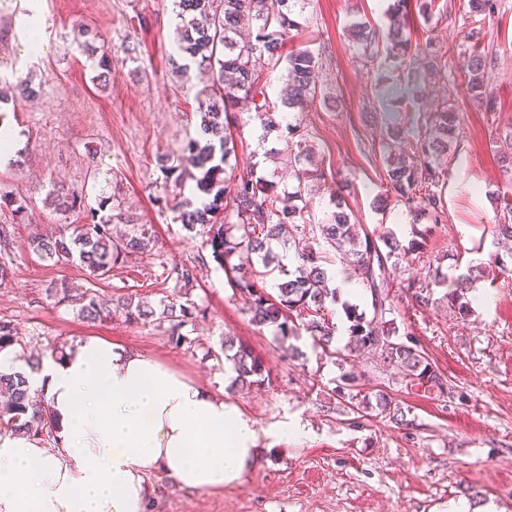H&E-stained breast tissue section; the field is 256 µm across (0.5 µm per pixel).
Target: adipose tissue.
I'll use <instances>...</instances> for the list:
<instances>
[{
    "instance_id": "1",
    "label": "adipose tissue",
    "mask_w": 512,
    "mask_h": 512,
    "mask_svg": "<svg viewBox=\"0 0 512 512\" xmlns=\"http://www.w3.org/2000/svg\"><path fill=\"white\" fill-rule=\"evenodd\" d=\"M54 443L0 434V512H145L153 478L193 492L237 484L259 460L237 407L155 358L81 340L30 374Z\"/></svg>"
}]
</instances>
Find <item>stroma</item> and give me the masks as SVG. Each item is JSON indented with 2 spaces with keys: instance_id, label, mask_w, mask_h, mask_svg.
<instances>
[{
  "instance_id": "stroma-1",
  "label": "stroma",
  "mask_w": 512,
  "mask_h": 512,
  "mask_svg": "<svg viewBox=\"0 0 512 512\" xmlns=\"http://www.w3.org/2000/svg\"><path fill=\"white\" fill-rule=\"evenodd\" d=\"M438 3L442 10L431 20L409 13L406 34L448 52L447 79L427 84L423 94L430 108L453 97L457 112L443 187L447 214L431 229L424 253L410 256L392 276L423 280L437 269L448 277L435 288L434 306L399 305L405 326L448 377L442 395L401 389L372 357L347 364L322 356L306 335L296 341L305 359L290 360L273 328L252 323L247 303L205 247V233L188 232L176 220L155 158L179 151L195 132V96L206 78L193 69L183 83L173 74L179 58L173 0H0V77L10 82L29 73L42 86L33 98L7 89L0 103V124L21 137L11 155L0 156V195L29 200L21 221L0 208V226L15 243L4 257L11 273L0 281V320L14 325L31 359L89 337L150 355L223 396L260 435V459L239 484L188 493L160 477L151 512H448L464 496L512 512V270L475 282L492 302L474 306L466 319L453 317L445 298L458 275L493 252L492 196L512 185L501 162L512 156L506 139L512 132V0H499L498 13L481 22L489 45L484 78L497 102L493 113L466 90L465 34L472 20L463 0ZM385 8L384 0H298L300 27L287 46L309 49L319 62L321 91L300 114L313 164L324 172L311 212L322 216L330 187L341 179L349 185L345 196L357 223L391 228L407 242L413 226L404 207L378 203L385 194L378 92L391 68L380 58L367 61L350 36L356 22L384 27ZM82 27L112 50L107 86L98 84L97 69L77 50ZM233 132L241 142L231 167L271 176L267 153L285 149L282 132L263 133L250 112L239 114ZM55 183L82 193L84 210L63 214L48 205ZM104 200L151 225L157 240L151 254L129 257L107 279L96 280L79 263L56 265L29 250L32 236L84 223L85 209ZM177 262L196 266L188 297L207 308L189 332L197 340L189 350L171 344L167 325L135 324L120 311L85 323L75 307L47 296L64 280L80 290L156 302L171 294L167 274ZM229 334L264 360L271 371L265 388L232 387V372L206 357L207 348H219ZM350 368L365 392L384 390L401 403L405 424L376 411L353 417L333 393ZM286 423L302 427V436L271 447L272 433Z\"/></svg>"
}]
</instances>
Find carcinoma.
<instances>
[{
    "instance_id": "cac0c4a2",
    "label": "carcinoma",
    "mask_w": 512,
    "mask_h": 512,
    "mask_svg": "<svg viewBox=\"0 0 512 512\" xmlns=\"http://www.w3.org/2000/svg\"><path fill=\"white\" fill-rule=\"evenodd\" d=\"M178 8V48L187 63L181 73L187 74L189 64L205 70L209 83L197 93L199 129L185 146L175 154L157 158L159 170L174 185L184 180L194 182L200 199L196 206L190 200L178 205L177 220L193 232L206 231V246L213 260L224 268L240 253L256 256L249 266L234 265L230 287L249 299L252 320L259 326L274 328L281 342L297 339L305 330L313 346L322 354H336V326L325 318V310L336 305L337 288L331 285V276L323 256L316 249L322 241L347 258L353 276L361 284L369 300L371 315L347 304L344 312L348 322L349 340L345 345L348 355L362 352L380 354L390 369V376L401 380L410 390L436 392L447 390L448 381L430 361L418 340L409 332L400 333L397 325V301L406 294L411 302L427 308L435 303L432 285H440L445 278L434 272L431 282L405 279L399 283L387 277L390 267H397L408 255L421 249L414 239L403 245L391 228L369 231L352 219L344 197L337 193L330 198L332 210L318 225L320 238L307 231L308 221L303 201L312 191L311 182L319 174L311 170L294 171V191L282 198L277 182L258 177L252 170L234 174L226 171L228 159L234 153V143L227 130L236 118V106L243 100L253 105L263 134L286 126L288 133V163L298 162L309 155L307 133L300 123L290 121L278 107L301 112L307 101L318 92L319 64L308 49H298L283 57V45L297 27L292 18L295 0H175ZM390 23L385 30L372 28L364 22L352 25V35L361 45L364 55L374 58L382 53L394 59L401 73L393 79L388 94L412 106L419 100L421 84L448 76L444 53L431 44L411 43L404 35L407 26L405 0H395L385 11ZM470 70L466 83L468 93L479 100L488 112L495 111V100L482 73L487 52L482 27L468 32ZM95 36L89 31L79 34L78 48L88 58L97 61L100 76L112 75V58L106 52L97 53ZM287 61L284 87L279 102L269 100L261 83L264 72ZM416 131L409 142V151L394 153L384 146L386 156L385 180L387 194L402 204L417 224L426 219L438 224L446 214L443 180L447 174L448 145L457 136V116L453 104L443 100L434 110L417 115ZM49 198L65 211L81 209L84 198L64 191L53 184ZM13 216L24 217L29 204L24 197L0 200ZM491 225V234L503 240H512V197L503 198V206ZM233 217L236 234H228L224 224L217 223L219 215ZM128 225V232L113 235L112 223ZM152 242L151 231L139 224L131 214L122 211L103 215L90 223L77 224L71 232L37 236L29 240L30 249L46 261L56 264L77 262L95 279H104L112 269L123 262L129 253H145ZM279 244L293 252L294 269L290 270L282 258L273 252ZM276 270L279 277L275 292L264 285L266 273ZM168 277L182 290L196 281V266L175 264ZM471 288V276L457 279V287L447 293L448 308L454 315H469L471 303L466 291ZM55 303L73 305L78 317L86 321L104 320L115 309L125 312L126 320L158 321L168 323L171 342L177 347H192L195 340L183 329L204 315L205 307L196 302L181 303L164 297L157 305L133 295H105L89 288L80 297L71 295L66 281L50 289ZM19 345L16 328L0 321V351ZM206 356L224 358L235 373L234 382L241 386H261L270 383V374L264 361L246 344L231 337L224 338L221 352L207 349ZM357 376L348 372L341 376L334 393L350 405L354 414L377 409L396 422L404 421L405 413L388 393L361 395L357 391ZM53 423L46 409H31L27 376L22 372L0 371V431L40 437L52 432Z\"/></svg>"
}]
</instances>
